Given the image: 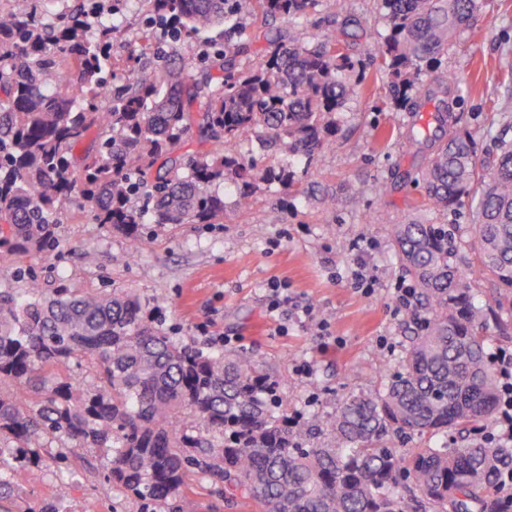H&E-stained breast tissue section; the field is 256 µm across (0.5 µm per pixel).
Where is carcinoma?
Returning <instances> with one entry per match:
<instances>
[{
    "mask_svg": "<svg viewBox=\"0 0 512 512\" xmlns=\"http://www.w3.org/2000/svg\"><path fill=\"white\" fill-rule=\"evenodd\" d=\"M0 8V271L46 255L57 225L86 213L126 237L131 255L161 226L220 224L226 181L238 204L260 182L292 186L290 159L317 157L339 130L338 113L366 95L367 64L396 107L419 111L418 94L460 42L478 0H378L387 33L357 59L336 30L300 22L326 0H144L166 27L169 50L131 44L112 60L121 25L88 37L78 10L42 23L33 0ZM288 31L266 38L243 65L236 27L200 60L172 62L181 32L234 20ZM436 133L418 182L424 210L446 216L470 202L471 238L446 224L410 218L393 224L396 254L419 290L423 319L400 368L373 394L350 393L334 412L307 419L280 410L277 382L251 355L177 340L156 307L129 291L78 290L64 280L17 292L0 289V512H55L26 505L21 479L44 458L45 437L107 456L112 487L161 512H184L195 471L219 493L232 490L265 512H512L498 477L512 449L495 448L488 428L500 404L488 319L476 301L485 277L495 305L512 303V120L502 122L496 155L481 158L467 129L447 130L448 103L431 113ZM206 152L183 150L193 133ZM95 134L96 146L83 148ZM254 138L266 165L224 153ZM84 361L87 383L69 364ZM441 443L402 448L407 437Z\"/></svg>",
    "mask_w": 512,
    "mask_h": 512,
    "instance_id": "carcinoma-1",
    "label": "carcinoma"
}]
</instances>
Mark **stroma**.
Here are the masks:
<instances>
[{
    "mask_svg": "<svg viewBox=\"0 0 512 512\" xmlns=\"http://www.w3.org/2000/svg\"><path fill=\"white\" fill-rule=\"evenodd\" d=\"M337 20L357 35L384 32L376 0H339ZM456 72L454 111L477 136L481 155L496 150L501 112L512 113V0H481L460 45L442 62ZM426 115L394 108L382 83L340 115L335 141L292 187L259 184L250 207H240L233 184L220 224L145 225L151 243L137 260L109 225L73 212L59 226V246L36 267L45 280L64 277L77 288L130 289L158 303L170 335L211 344L224 337L226 356L253 354L279 384L289 411H331L349 392L377 391L416 332L413 312L399 309L393 290L406 279L387 227L415 215L423 192L415 184L430 152L414 142ZM336 195L335 209L319 202ZM373 223H365V216ZM365 261L376 277L372 293L355 289L349 272ZM287 284L295 304L311 309L301 323L267 310L266 287ZM310 362L311 374L299 367ZM92 468L75 470L59 495L56 459L25 471V498L56 512H142L140 500L112 489L98 450L84 451ZM185 512H261L246 498L219 496L192 473Z\"/></svg>",
    "mask_w": 512,
    "mask_h": 512,
    "instance_id": "35a3bbf8",
    "label": "stroma"
}]
</instances>
